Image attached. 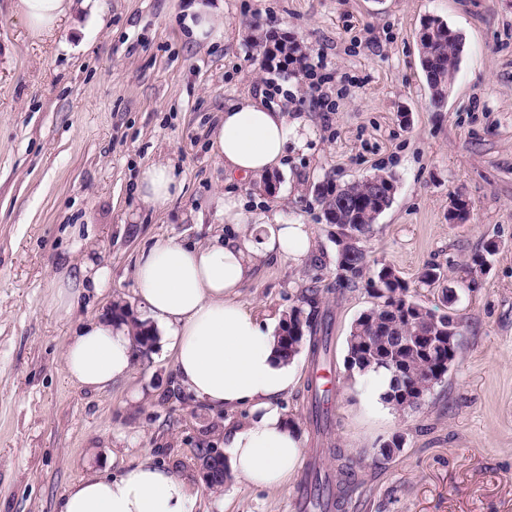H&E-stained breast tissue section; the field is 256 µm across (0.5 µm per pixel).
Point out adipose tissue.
<instances>
[{
	"label": "adipose tissue",
	"instance_id": "obj_1",
	"mask_svg": "<svg viewBox=\"0 0 512 512\" xmlns=\"http://www.w3.org/2000/svg\"><path fill=\"white\" fill-rule=\"evenodd\" d=\"M74 0H17L15 9L36 32L55 27ZM192 41L213 44L224 32V12L213 0H193L183 20ZM305 120L246 97L229 106L213 133L224 170L245 179L270 175L289 149H304ZM182 188L173 166L141 168L137 192L164 210ZM223 235L206 243L156 241L140 258L135 294L146 329L159 331L174 358L176 382L193 400L214 410L246 411L224 435L232 477L265 490L286 486L304 443L280 406L296 384L270 325L240 299L254 267L265 258L298 263L313 242L301 221L273 207L244 210L232 194L220 197ZM110 267L83 259L77 274H54L57 310L70 312L87 290L101 293ZM135 341L131 326L105 316L89 320L68 341L64 372L75 385L102 392L126 380ZM198 495L168 469L146 459L118 474L88 475L67 489L60 512H197Z\"/></svg>",
	"mask_w": 512,
	"mask_h": 512
}]
</instances>
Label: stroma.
I'll use <instances>...</instances> for the list:
<instances>
[{
  "label": "stroma",
  "mask_w": 512,
  "mask_h": 512,
  "mask_svg": "<svg viewBox=\"0 0 512 512\" xmlns=\"http://www.w3.org/2000/svg\"><path fill=\"white\" fill-rule=\"evenodd\" d=\"M224 41L203 47L181 23L186 0H76L49 34H32L0 0V512H59L67 488L91 470L152 458L186 480L199 512H297L309 463L336 472L334 449L354 461L344 512H512V0H223ZM437 17L463 38L443 108L430 103L417 34ZM296 40L304 67L271 66L255 31ZM262 97L305 116L307 149L289 153L270 181L232 179L212 146L230 103ZM176 164L183 189L166 211L136 195L140 166ZM377 173L396 178L374 224L369 258L392 266L413 298L440 308L419 276L435 264L458 300L460 346L420 409L397 414L366 401L344 368L352 321L374 300L366 280L336 291V228L316 198L326 182ZM277 204L308 224L314 250L301 265L258 266L242 292L265 318L319 291L334 380L331 426L309 423L310 349L282 400L304 441L294 480L272 491L233 478L207 488L204 448L224 445L240 414L195 403L176 384L173 359L137 353L129 378L104 392L69 383L63 347L113 304L140 311L134 267L156 240L202 241L224 230L218 199ZM467 223L452 224L456 199ZM80 237H71L73 226ZM498 251L473 270L487 241ZM89 257L112 286L57 313L55 271ZM402 435L384 459L380 445Z\"/></svg>",
  "instance_id": "obj_1"
}]
</instances>
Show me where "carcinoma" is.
Returning <instances> with one entry per match:
<instances>
[{"label":"carcinoma","instance_id":"carcinoma-1","mask_svg":"<svg viewBox=\"0 0 512 512\" xmlns=\"http://www.w3.org/2000/svg\"><path fill=\"white\" fill-rule=\"evenodd\" d=\"M460 36L450 28L440 29L422 46L421 65L431 75L430 86L437 85L442 78L453 82L459 65ZM391 176L374 174L353 183L338 186L322 184L317 188V198L325 219L330 224L348 226L357 238V246L336 242V283L352 282L367 271L371 296L376 299L373 307L362 312L351 324L347 336L346 368L359 375L384 370L389 374V388L383 403L398 413L420 408L436 384L448 373V364L453 362L458 350V335H448V317L436 314L432 309L418 303L409 294L408 283L400 278L389 265L370 268L366 243L373 224L392 202L389 195ZM318 290L309 289L303 297V306L288 314V319L279 334L280 349L284 356L293 359L300 351L305 336L293 335L296 327L311 334L309 346L314 361L328 353V338L317 335L315 318ZM407 300L413 311L407 313L395 307L396 302ZM311 391V422L316 430L329 422L328 410L324 409L316 386L308 385ZM404 390L413 399L406 408L399 400L397 391ZM206 463L213 472L214 482L221 483L227 476L225 460L201 450ZM353 470V461L346 459L338 468V479L313 469L311 482L307 486L310 504L318 512H330L329 505L340 507L344 494V478Z\"/></svg>","mask_w":512,"mask_h":512}]
</instances>
